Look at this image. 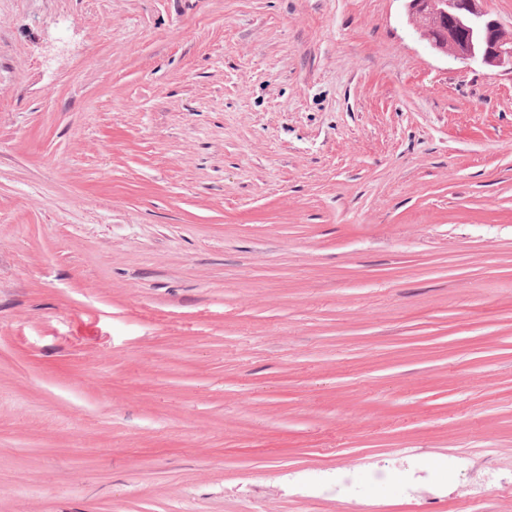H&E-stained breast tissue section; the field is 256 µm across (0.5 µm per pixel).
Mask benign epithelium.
Wrapping results in <instances>:
<instances>
[{"instance_id": "obj_1", "label": "benign epithelium", "mask_w": 512, "mask_h": 512, "mask_svg": "<svg viewBox=\"0 0 512 512\" xmlns=\"http://www.w3.org/2000/svg\"><path fill=\"white\" fill-rule=\"evenodd\" d=\"M448 15L464 44L454 58L512 71V42L496 38L499 23L479 6V0H448Z\"/></svg>"}]
</instances>
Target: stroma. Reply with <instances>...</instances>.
I'll return each mask as SVG.
<instances>
[{
	"label": "stroma",
	"instance_id": "35a3bbf8",
	"mask_svg": "<svg viewBox=\"0 0 512 512\" xmlns=\"http://www.w3.org/2000/svg\"><path fill=\"white\" fill-rule=\"evenodd\" d=\"M512 512V72L406 0H0V512Z\"/></svg>",
	"mask_w": 512,
	"mask_h": 512
}]
</instances>
